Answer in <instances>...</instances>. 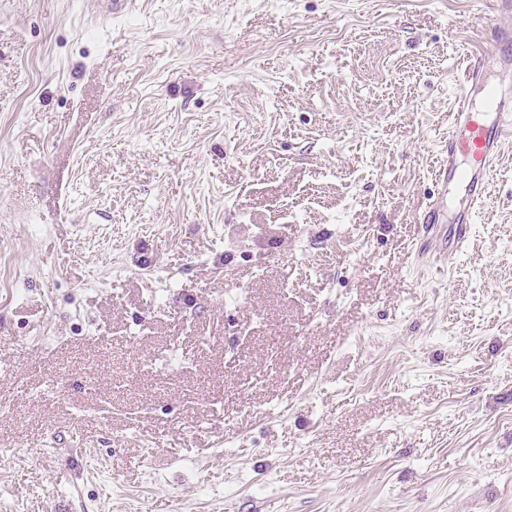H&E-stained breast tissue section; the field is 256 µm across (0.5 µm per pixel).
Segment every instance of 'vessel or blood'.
Here are the masks:
<instances>
[{
  "instance_id": "vessel-or-blood-1",
  "label": "vessel or blood",
  "mask_w": 512,
  "mask_h": 512,
  "mask_svg": "<svg viewBox=\"0 0 512 512\" xmlns=\"http://www.w3.org/2000/svg\"><path fill=\"white\" fill-rule=\"evenodd\" d=\"M494 53L471 58L457 80L459 107L448 132V158L435 177L440 184H459L464 201L452 214L433 204L418 218L422 224L444 219L467 226L488 192L489 177L502 142L512 134V29L491 25Z\"/></svg>"
}]
</instances>
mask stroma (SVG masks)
<instances>
[{
  "label": "stroma",
  "instance_id": "1",
  "mask_svg": "<svg viewBox=\"0 0 512 512\" xmlns=\"http://www.w3.org/2000/svg\"><path fill=\"white\" fill-rule=\"evenodd\" d=\"M492 2L0 0V512H512ZM487 27L495 52L475 55L457 79L459 107L448 132V158L435 174L445 191L448 184L464 187V202L450 217L451 224H460L453 240L456 250L466 241L467 224H473L476 206L487 195L501 144L512 132V30L498 24ZM494 68L497 74L493 76ZM477 96L483 99L485 111L474 107Z\"/></svg>",
  "mask_w": 512,
  "mask_h": 512
}]
</instances>
